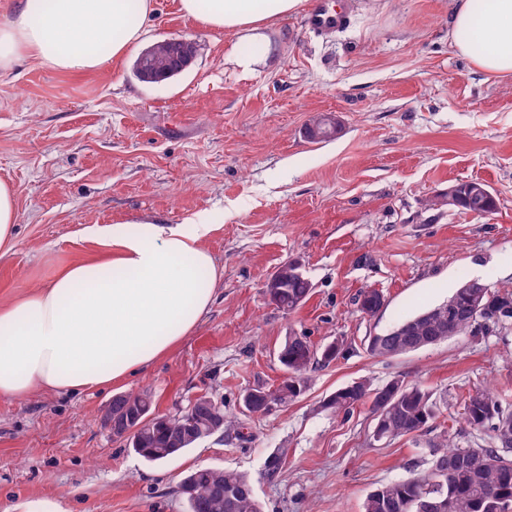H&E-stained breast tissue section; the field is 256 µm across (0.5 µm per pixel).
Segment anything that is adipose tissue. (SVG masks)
<instances>
[{
    "mask_svg": "<svg viewBox=\"0 0 512 512\" xmlns=\"http://www.w3.org/2000/svg\"><path fill=\"white\" fill-rule=\"evenodd\" d=\"M305 0H179L207 29L238 35L242 71L268 57L264 31ZM452 49L484 73L512 76V0H449ZM155 0H19L0 25V71L32 57L87 72L140 44ZM217 227L208 211L180 224L94 226L110 260L78 263L0 307V398L76 394L123 382L165 357L196 328L218 278L202 241Z\"/></svg>",
    "mask_w": 512,
    "mask_h": 512,
    "instance_id": "1",
    "label": "adipose tissue"
}]
</instances>
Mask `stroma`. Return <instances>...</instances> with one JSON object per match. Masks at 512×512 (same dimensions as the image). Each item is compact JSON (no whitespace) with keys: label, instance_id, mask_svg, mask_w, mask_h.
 Segmentation results:
<instances>
[{"label":"stroma","instance_id":"obj_1","mask_svg":"<svg viewBox=\"0 0 512 512\" xmlns=\"http://www.w3.org/2000/svg\"><path fill=\"white\" fill-rule=\"evenodd\" d=\"M352 4L349 24L328 35L301 12L270 27L276 52L248 73L234 61L237 35L202 27L179 0H156L142 46L101 70L28 60L0 71V180L18 211L16 245L0 257L1 306L106 258L80 237L85 226L221 217L203 241L219 272L214 302L170 353L115 386L0 399V512L44 496L70 512H187L180 482L205 467L249 475L263 512H362L375 488L426 469L437 436L486 443L468 430L463 404L489 386L512 405V320L392 358L363 342L466 280L512 294V78L450 49L448 0ZM167 38L194 42L191 68L141 82L136 57ZM316 113L338 115L333 140L307 137ZM460 180L488 185L496 213L448 209ZM291 260L311 293L288 314L266 285ZM371 289L385 298L373 318L357 305ZM294 334L349 352L317 365L292 404L243 415L244 390L285 379L278 351ZM395 376L447 399L420 436L378 442L368 404L346 416L323 407L353 381ZM147 387L158 413L184 412L205 394L244 430L149 464L101 424L114 396Z\"/></svg>","mask_w":512,"mask_h":512}]
</instances>
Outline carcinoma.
Listing matches in <instances>:
<instances>
[{
  "instance_id": "obj_1",
  "label": "carcinoma",
  "mask_w": 512,
  "mask_h": 512,
  "mask_svg": "<svg viewBox=\"0 0 512 512\" xmlns=\"http://www.w3.org/2000/svg\"><path fill=\"white\" fill-rule=\"evenodd\" d=\"M458 209L477 217L495 213L497 201L478 181L459 185ZM277 293L270 301L289 313L308 299L310 282L302 266L290 260L276 270ZM474 280H466L448 299L409 317L381 334L366 337V351L374 357H393L426 348L464 333H486L490 325L500 323L499 313L512 308V296L500 295L490 286L481 289L482 300L473 304ZM342 352L337 343L317 352L305 336L285 339L278 353L287 378L274 389L263 387L245 391L252 410L266 413L267 403L285 406L305 393L314 364L330 362ZM367 400L375 421L373 435L392 440L415 437L429 428L442 414V400L417 383L393 378L382 385L368 379L355 381L334 392L324 407L336 414H347ZM112 420L137 427L129 447L145 461L162 463L189 448L197 441L185 431L184 415H155L151 390L119 395L109 409ZM219 415L221 430L232 428L235 420L224 412L223 405L194 408L195 429L207 430ZM465 423L477 432H489L491 444L459 448L442 434L427 448L429 467L401 481L381 485L363 503V512H431L427 504L446 501L448 512H512V409L504 406L489 388L468 395L464 403ZM188 512H262L252 481L234 470L200 468L186 474L181 482Z\"/></svg>"
}]
</instances>
